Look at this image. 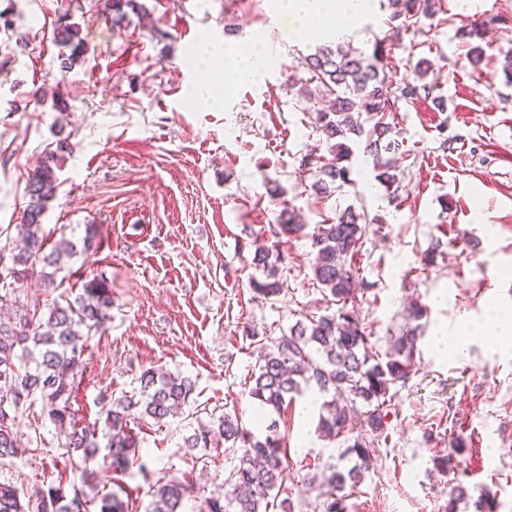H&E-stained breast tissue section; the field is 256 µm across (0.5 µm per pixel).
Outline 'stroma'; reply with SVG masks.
Instances as JSON below:
<instances>
[{"instance_id": "35a3bbf8", "label": "stroma", "mask_w": 512, "mask_h": 512, "mask_svg": "<svg viewBox=\"0 0 512 512\" xmlns=\"http://www.w3.org/2000/svg\"><path fill=\"white\" fill-rule=\"evenodd\" d=\"M141 2L146 16L130 13L116 23L103 0H0L12 22L0 25V249L17 245L38 160L61 151L44 230L78 242L93 224L100 247L72 258L56 291L33 278L21 291L61 303L96 275L112 288L110 318L86 342V370L71 401L76 421L103 422L104 395L132 390L154 368L189 376L192 405L237 414L254 427L248 390L257 337L281 336L301 315L327 307L310 283L307 238L281 237L284 291L268 299L249 289L254 246L269 242L283 207L314 227L351 205L366 216L354 308L377 347L386 349L403 326L411 300L429 312L416 371L388 418L387 456L352 490L350 512H446L455 474L491 490L496 512H512V343L494 352L476 338L461 354L434 345L435 336L453 345L496 311L512 310V84L502 71L512 55V0H472L466 11L459 0H444L445 22L425 19L402 33L394 81H413L415 62L428 59L448 109L401 103L396 192L379 188L372 163L357 152L352 185L329 197L312 193L314 172L301 160L331 156L314 124L321 98L303 92L304 57L335 39L332 26L295 36L276 0ZM475 20L489 23L476 66L458 35ZM63 23L77 27L82 43L67 70L53 40ZM157 27L168 39L153 37ZM259 40L274 50L261 82L224 89L223 71L205 63L204 43ZM205 84L223 88L222 103L195 100ZM62 140L67 148H59ZM273 181L285 195L270 197ZM431 247L436 261L422 267L420 255ZM249 328L254 337L246 336ZM309 401L296 398L284 414L295 480L279 512H323L310 477L328 464H352L342 442L318 436L319 411ZM130 427L142 459L118 479L106 463V437L83 471L41 404L20 409L19 434H41L46 446L1 460L0 482L28 501L45 482L103 495L118 480L133 512H147L157 478L192 480L206 495L233 466L225 448L186 447L193 427L185 418L134 419ZM449 453L452 475L433 463Z\"/></svg>"}]
</instances>
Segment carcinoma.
<instances>
[{
	"label": "carcinoma",
	"mask_w": 512,
	"mask_h": 512,
	"mask_svg": "<svg viewBox=\"0 0 512 512\" xmlns=\"http://www.w3.org/2000/svg\"><path fill=\"white\" fill-rule=\"evenodd\" d=\"M389 23L393 36L418 23L420 18H436L442 0H391ZM136 13L143 9L138 0H104V10L125 16V9ZM78 30L64 23L56 27L55 41L72 48L62 59V67L72 68L79 55ZM389 55L386 40L374 41L366 53L351 45L324 46L307 56L309 82L315 93L328 100L325 109L315 113V125L329 141L332 158L316 166L311 189L317 196H330L353 184L351 158L358 147L372 160L375 180L385 190L399 181L396 166L384 154L399 149L397 133L387 121L398 111L402 100L430 99L439 109H447L445 99L436 94L437 85L426 81L431 64L420 59L415 64V82L393 84L387 72ZM61 156L47 153L30 178L26 193L29 204L17 225L22 246L12 255L7 274L0 273V303L19 309L15 320L0 322V461L13 457L21 446L14 429L12 413L25 404L39 401L50 421L66 437L68 453L78 457L76 467H85L98 453L96 429L77 427L72 422L71 398L81 380L84 336L96 332L109 318L112 289L104 278H92L82 293L66 305L51 306L35 299L23 300L18 284L37 277L43 288L58 287L57 275L77 253L97 247V228L85 229L83 249L66 237L48 244L43 228L47 204L56 195L55 169ZM365 214L349 205L337 209L328 224H319L310 234L312 285L327 305L336 306L330 314L306 315L288 332L261 343V356L251 375L249 396L268 413L279 414L296 397L315 386L324 396L320 404L316 432L323 438H344L353 465L335 464L322 471L324 512H349L346 489L354 488L381 459L380 443L386 440V417L396 396L392 389L411 378L416 363L418 342L422 338L426 307L418 301L406 309L407 322L402 331L390 337L389 346L380 351L371 333L349 308L356 301L355 260L366 233ZM297 212L287 207L278 214L276 236L298 237L305 234ZM282 258L275 246H256L250 288L255 297H272L284 290L280 275ZM138 387L118 398L109 399L105 410L108 458L112 471L123 475L138 456L140 444L131 434L130 417L138 414L161 422L185 414L195 390L187 376L154 369L144 370ZM189 448L225 445L236 453L237 464L229 471L220 489L205 498L201 512H274L278 494L291 477L284 437L272 420L256 434L244 427L229 412L212 417L185 438ZM197 488L187 480L157 479L150 486L149 512H181L185 499L195 496ZM37 512H90L99 504V512H128L129 502L119 493L89 498L76 486L43 485L35 491ZM473 503L475 512H495V499L484 488H472L458 479L448 492V512H457L461 503ZM0 512H29L18 489L0 483Z\"/></svg>",
	"instance_id": "1"
}]
</instances>
